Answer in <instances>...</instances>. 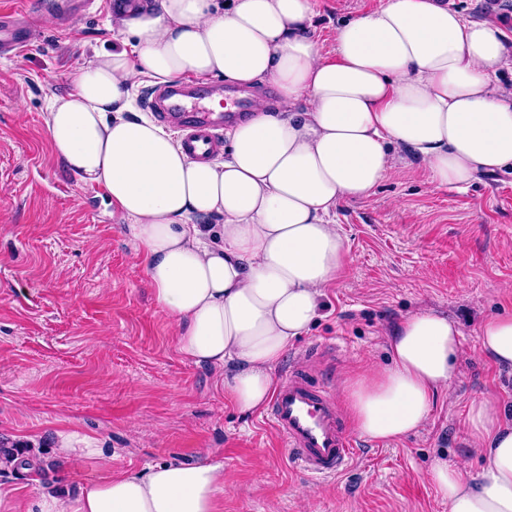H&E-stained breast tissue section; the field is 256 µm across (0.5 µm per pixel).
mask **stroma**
Masks as SVG:
<instances>
[{
	"label": "stroma",
	"mask_w": 512,
	"mask_h": 512,
	"mask_svg": "<svg viewBox=\"0 0 512 512\" xmlns=\"http://www.w3.org/2000/svg\"><path fill=\"white\" fill-rule=\"evenodd\" d=\"M35 2L8 0L37 10L39 21L25 48L0 55V437L26 444L46 466L37 476L0 470V512L44 492L68 505L100 477L81 459L53 466L62 430L96 437L116 473L223 460L234 488L222 512H448L428 482L430 462L480 470L482 451L466 422L473 402L491 400L512 419V371L478 343L484 320L512 311V173L437 188L413 159L337 210L347 269L325 289L316 323L289 346L275 379L327 346L316 375L346 408V379L385 364L390 332L421 310L458 325L462 355L417 432L386 442L358 437L344 475L312 479L262 412L239 411L212 370L181 358L125 220L107 194L69 177L50 153V100L73 91L93 50L124 47L112 27L118 0L77 13L76 36ZM381 2L314 0L310 23L322 50H333L343 21ZM442 2L512 39V0Z\"/></svg>",
	"instance_id": "stroma-1"
}]
</instances>
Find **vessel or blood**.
<instances>
[{"label": "vessel or blood", "instance_id": "1", "mask_svg": "<svg viewBox=\"0 0 512 512\" xmlns=\"http://www.w3.org/2000/svg\"><path fill=\"white\" fill-rule=\"evenodd\" d=\"M36 18L0 7V52H16L32 38ZM214 88L192 81L157 89L150 110L155 119L177 132L185 153L208 160L221 153L224 131L246 118L253 108V94L232 90L224 109L204 107L203 99ZM266 420L280 432L298 466L310 477L326 479L341 474L357 452V443L328 383H313L303 368L289 370L272 395Z\"/></svg>", "mask_w": 512, "mask_h": 512}]
</instances>
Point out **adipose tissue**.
<instances>
[{"label":"adipose tissue","mask_w":512,"mask_h":512,"mask_svg":"<svg viewBox=\"0 0 512 512\" xmlns=\"http://www.w3.org/2000/svg\"><path fill=\"white\" fill-rule=\"evenodd\" d=\"M311 15L312 0H146L113 17L125 48L95 52L45 114L52 155L79 183L102 186L128 219L155 303L178 327L179 354L212 369L246 412L269 401L275 365L348 261L328 221L337 208L369 196L410 155L439 187L512 170V88L492 81L512 41L497 25L440 0H385L344 21L326 55ZM143 77H221L241 88L268 79L276 98H256L223 160H194L131 111ZM479 347L512 369V313L482 324ZM387 351L388 366L346 380L357 432L384 442L427 420L457 371L461 332L420 311L389 335ZM468 420L481 470L437 460L428 481L448 512H512V422L484 399ZM55 455L105 471L80 488L71 512H220L231 486L220 461L111 474L98 440L74 430L57 433Z\"/></svg>","instance_id":"ef3b65f1"}]
</instances>
